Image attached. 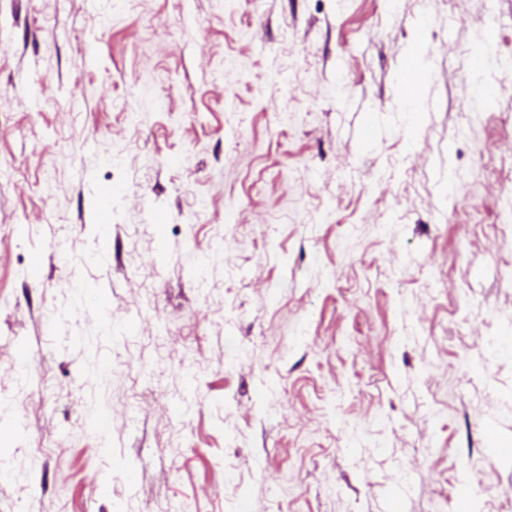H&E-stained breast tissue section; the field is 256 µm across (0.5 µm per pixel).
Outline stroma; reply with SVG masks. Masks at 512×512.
Here are the masks:
<instances>
[{
  "label": "stroma",
  "mask_w": 512,
  "mask_h": 512,
  "mask_svg": "<svg viewBox=\"0 0 512 512\" xmlns=\"http://www.w3.org/2000/svg\"><path fill=\"white\" fill-rule=\"evenodd\" d=\"M488 40L512 0H0V512H512Z\"/></svg>",
  "instance_id": "1"
}]
</instances>
